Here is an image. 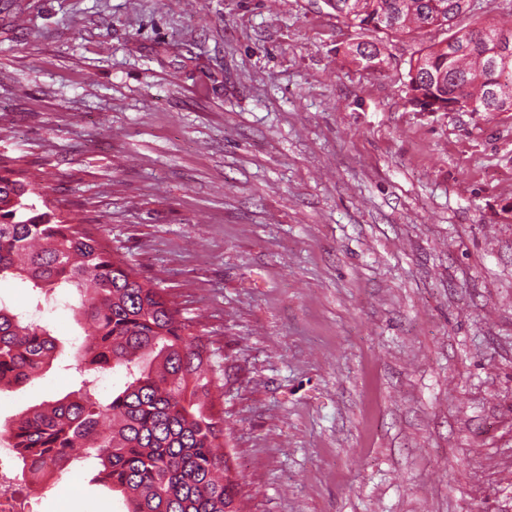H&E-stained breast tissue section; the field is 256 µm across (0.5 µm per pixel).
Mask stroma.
<instances>
[{
  "instance_id": "stroma-1",
  "label": "stroma",
  "mask_w": 512,
  "mask_h": 512,
  "mask_svg": "<svg viewBox=\"0 0 512 512\" xmlns=\"http://www.w3.org/2000/svg\"><path fill=\"white\" fill-rule=\"evenodd\" d=\"M365 38L326 0H0V158L202 337L246 512H512V117L421 111V41ZM97 473L33 512H123ZM352 60L367 70H378L386 66L387 58L373 42H358L348 49Z\"/></svg>"
}]
</instances>
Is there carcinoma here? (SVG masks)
<instances>
[{"label":"carcinoma","instance_id":"carcinoma-1","mask_svg":"<svg viewBox=\"0 0 512 512\" xmlns=\"http://www.w3.org/2000/svg\"><path fill=\"white\" fill-rule=\"evenodd\" d=\"M353 26L384 34L444 37L410 60L404 85L427 112H512V60L497 61V38L512 27L472 13V0H328ZM471 18L467 27L455 21ZM367 70L386 66L372 42L348 49ZM28 183L0 164V279L10 276L38 296L67 288L85 338L80 356L99 371H122L123 386L103 399L85 387L3 424L34 475L52 461L70 472L72 452L103 467L126 512H240L238 484L226 474L224 427L212 412L218 369L191 324L162 289L142 280L85 227L65 224L31 201ZM57 340L44 324L0 307V390L41 377L56 359Z\"/></svg>","mask_w":512,"mask_h":512}]
</instances>
